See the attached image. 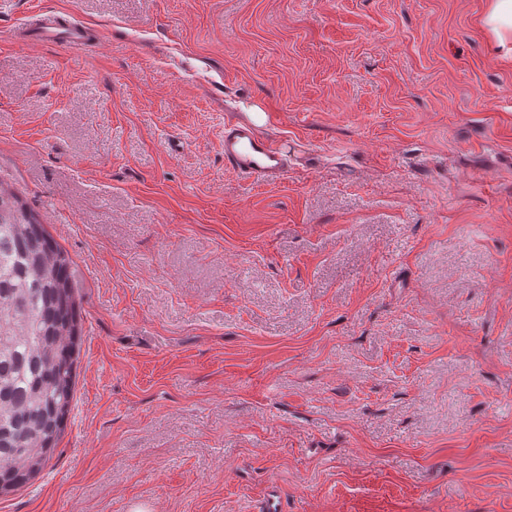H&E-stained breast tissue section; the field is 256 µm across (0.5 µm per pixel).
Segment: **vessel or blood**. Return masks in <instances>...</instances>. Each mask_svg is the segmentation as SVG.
Listing matches in <instances>:
<instances>
[{
	"label": "vessel or blood",
	"instance_id": "b4317fda",
	"mask_svg": "<svg viewBox=\"0 0 512 512\" xmlns=\"http://www.w3.org/2000/svg\"><path fill=\"white\" fill-rule=\"evenodd\" d=\"M85 30L76 20L55 14L44 15L30 33L33 41L71 45L82 40ZM271 118L263 112L247 118H237L224 125V162L233 171L257 179L281 174L287 167V155L282 145L261 134V127Z\"/></svg>",
	"mask_w": 512,
	"mask_h": 512
}]
</instances>
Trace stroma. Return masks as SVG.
<instances>
[{"label": "stroma", "instance_id": "35a3bbf8", "mask_svg": "<svg viewBox=\"0 0 512 512\" xmlns=\"http://www.w3.org/2000/svg\"><path fill=\"white\" fill-rule=\"evenodd\" d=\"M486 2L0 0V181L82 328L57 451L0 512H512ZM39 10L85 40L24 42ZM234 112L272 114L282 178L225 167Z\"/></svg>", "mask_w": 512, "mask_h": 512}]
</instances>
